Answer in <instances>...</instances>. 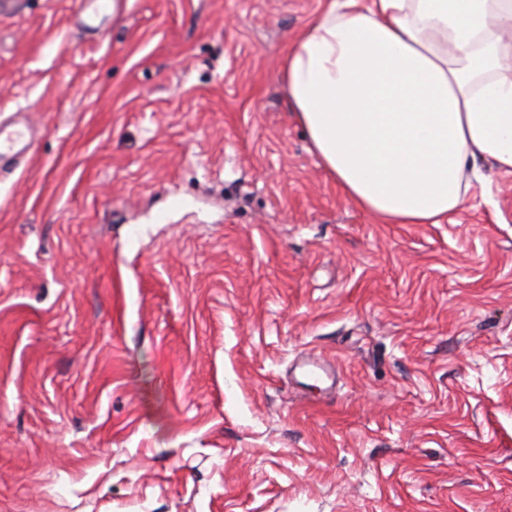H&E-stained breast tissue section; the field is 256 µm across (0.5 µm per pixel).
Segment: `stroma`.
<instances>
[{
  "label": "stroma",
  "mask_w": 512,
  "mask_h": 512,
  "mask_svg": "<svg viewBox=\"0 0 512 512\" xmlns=\"http://www.w3.org/2000/svg\"><path fill=\"white\" fill-rule=\"evenodd\" d=\"M320 7L0 15L34 136L0 169V512H512V175L439 224L359 210L279 75Z\"/></svg>",
  "instance_id": "obj_1"
}]
</instances>
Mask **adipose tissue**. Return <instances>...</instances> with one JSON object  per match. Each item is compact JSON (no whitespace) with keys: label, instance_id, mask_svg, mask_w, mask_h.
Returning <instances> with one entry per match:
<instances>
[{"label":"adipose tissue","instance_id":"1","mask_svg":"<svg viewBox=\"0 0 512 512\" xmlns=\"http://www.w3.org/2000/svg\"><path fill=\"white\" fill-rule=\"evenodd\" d=\"M282 60L288 107L343 193L438 224L478 161L512 174V0H324Z\"/></svg>","mask_w":512,"mask_h":512}]
</instances>
